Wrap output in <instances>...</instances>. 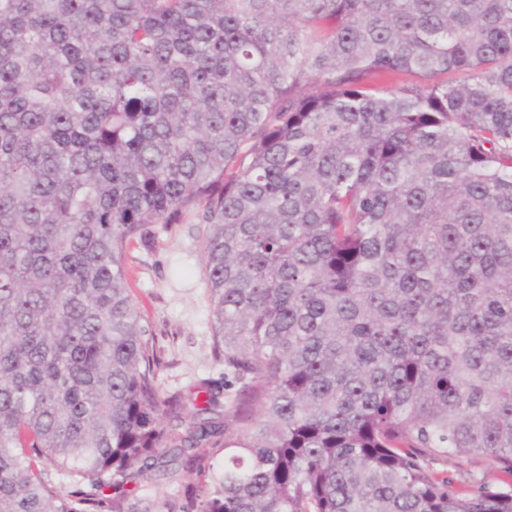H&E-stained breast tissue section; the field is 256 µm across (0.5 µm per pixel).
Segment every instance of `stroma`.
<instances>
[{"label": "stroma", "instance_id": "35a3bbf8", "mask_svg": "<svg viewBox=\"0 0 512 512\" xmlns=\"http://www.w3.org/2000/svg\"><path fill=\"white\" fill-rule=\"evenodd\" d=\"M201 215L196 208L180 223L149 225L145 238L130 245L125 259L130 294L155 332L161 360L158 384L164 395L186 400L194 398L204 381L220 387L226 396L235 395L240 387L215 356L201 252L206 226ZM425 464L462 494L482 487L512 489V473L486 456L435 457Z\"/></svg>", "mask_w": 512, "mask_h": 512}]
</instances>
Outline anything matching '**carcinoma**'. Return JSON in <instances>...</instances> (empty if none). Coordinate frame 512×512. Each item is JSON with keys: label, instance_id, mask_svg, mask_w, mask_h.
Wrapping results in <instances>:
<instances>
[{"label": "carcinoma", "instance_id": "1", "mask_svg": "<svg viewBox=\"0 0 512 512\" xmlns=\"http://www.w3.org/2000/svg\"><path fill=\"white\" fill-rule=\"evenodd\" d=\"M201 204L188 411L125 257ZM424 453L512 471V0H0V512H512Z\"/></svg>", "mask_w": 512, "mask_h": 512}]
</instances>
